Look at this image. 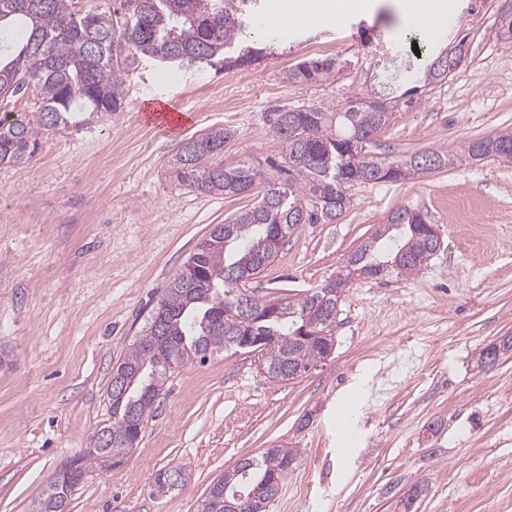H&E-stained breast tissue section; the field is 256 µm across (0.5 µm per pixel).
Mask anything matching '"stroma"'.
Instances as JSON below:
<instances>
[{"label":"stroma","instance_id":"35a3bbf8","mask_svg":"<svg viewBox=\"0 0 512 512\" xmlns=\"http://www.w3.org/2000/svg\"><path fill=\"white\" fill-rule=\"evenodd\" d=\"M272 2L245 16L267 46L258 63L176 74L143 61L123 112L48 136L25 166L0 165V512H29L86 447L110 417L112 367L154 300L211 225L254 203L175 181L169 162L182 142L224 127L225 163L277 156L276 112L343 107L385 58L420 71L463 38L465 62L399 103L373 154H455L512 132V41L494 23L503 0H451L433 43L393 0L284 34L264 23ZM311 58L335 61V78L288 82ZM161 103L192 121L159 135L150 114ZM349 193L340 218L288 237L250 283L253 296L299 298L344 273L399 206L437 227L440 250L405 278L352 277L330 357L299 379L272 381L254 354L231 350L175 372L138 446L81 484L69 512H197L214 480L275 444L299 454L268 512H393L418 482L417 512H512V355L477 365L481 348L512 334V165L463 162ZM179 463L185 484L156 492L157 471Z\"/></svg>","mask_w":512,"mask_h":512}]
</instances>
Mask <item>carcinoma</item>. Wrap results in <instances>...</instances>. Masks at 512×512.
Segmentation results:
<instances>
[{"instance_id":"cac0c4a2","label":"carcinoma","mask_w":512,"mask_h":512,"mask_svg":"<svg viewBox=\"0 0 512 512\" xmlns=\"http://www.w3.org/2000/svg\"><path fill=\"white\" fill-rule=\"evenodd\" d=\"M126 12L81 13L73 0H0V103L28 91L41 102L34 120L19 113L0 120V165L23 166L46 135L123 111L127 78L146 59L187 71L241 68L243 58L253 64L266 54L243 21L225 17L224 0H136L134 18ZM496 24L501 36L512 40V8L499 12ZM466 55L461 40L427 64L421 80L428 85L446 79ZM407 71L394 60L383 65L373 73L369 93L354 94L346 109L310 105L277 113L269 133L282 144V163L267 160L273 178L252 163H224V143L232 137L227 129L181 145L172 158L178 182L227 197L248 188L257 202L210 227L151 308L141 336L112 366L111 417L78 458L86 475L103 470L108 456L125 463L174 369L238 351L242 336H261L254 350L267 377L294 380L330 356L351 272L408 277L440 249L434 226L418 212L398 207L348 256L346 273L309 294L259 302L240 286L273 262L300 225L338 219L350 206L351 184L421 178L476 159L470 143L456 155L432 150L404 161L370 153L398 103ZM335 76L336 64L320 59L304 60L286 74L298 84ZM102 432L109 437L106 446L97 438ZM296 456V449L275 445L242 459L211 484L212 494L197 512H267ZM263 484L265 498L250 500L254 486ZM63 494L60 484L48 481L31 512H57L65 504Z\"/></svg>"}]
</instances>
